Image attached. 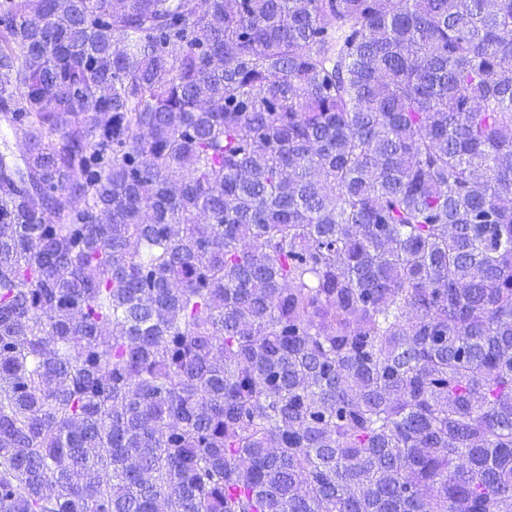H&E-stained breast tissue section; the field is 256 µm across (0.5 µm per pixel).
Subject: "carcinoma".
Here are the masks:
<instances>
[{"label": "carcinoma", "mask_w": 512, "mask_h": 512, "mask_svg": "<svg viewBox=\"0 0 512 512\" xmlns=\"http://www.w3.org/2000/svg\"><path fill=\"white\" fill-rule=\"evenodd\" d=\"M512 0H0V512H512Z\"/></svg>", "instance_id": "obj_1"}]
</instances>
